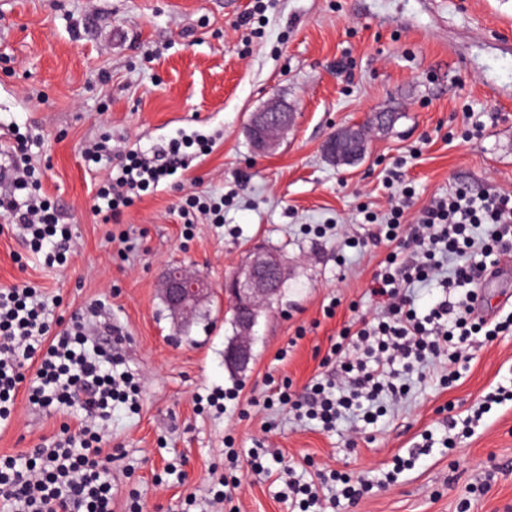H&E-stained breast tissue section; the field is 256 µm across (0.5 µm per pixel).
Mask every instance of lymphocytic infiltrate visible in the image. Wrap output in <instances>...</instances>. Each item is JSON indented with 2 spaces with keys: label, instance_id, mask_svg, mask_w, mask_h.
Returning <instances> with one entry per match:
<instances>
[{
  "label": "lymphocytic infiltrate",
  "instance_id": "lymphocytic-infiltrate-1",
  "mask_svg": "<svg viewBox=\"0 0 512 512\" xmlns=\"http://www.w3.org/2000/svg\"><path fill=\"white\" fill-rule=\"evenodd\" d=\"M168 170L158 157H131L116 179L99 186L96 210L119 214L142 187ZM0 212L33 250L51 247L63 258L71 247L68 225L45 201L0 196ZM403 206L384 226L387 256L368 293L380 316L342 328L325 358L339 381H318L307 396L281 403L333 430L342 411L363 408L380 392L398 399L397 380L415 366L447 357L449 380L460 377L474 336L512 332V312L491 321L477 309L475 280L512 261V195L473 198L467 188L431 202L413 225L402 224ZM442 277L446 296L426 313L415 305V284ZM48 297L28 284L0 289V424L9 423L14 398L27 386L31 404L77 408V429L63 427L50 447L0 458V512H112V456L105 453L97 423L109 421L114 403H128L137 389L111 347H88L85 326L72 321L53 331ZM365 424L378 412L363 408Z\"/></svg>",
  "mask_w": 512,
  "mask_h": 512
}]
</instances>
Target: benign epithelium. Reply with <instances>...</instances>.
Listing matches in <instances>:
<instances>
[{
    "label": "benign epithelium",
    "mask_w": 512,
    "mask_h": 512,
    "mask_svg": "<svg viewBox=\"0 0 512 512\" xmlns=\"http://www.w3.org/2000/svg\"><path fill=\"white\" fill-rule=\"evenodd\" d=\"M292 120L291 108L278 101L253 113L248 133L255 153L264 156L274 151ZM361 133L362 129L355 125L332 133L324 144L325 155L338 166L356 163L364 153ZM285 279L286 266L281 255L263 248L253 249L246 263L224 279V299L233 311L236 331L235 338L224 349L228 367L239 370L249 367L253 360L252 336L260 313L280 296ZM159 292L175 322L189 326L211 301L215 287L186 266H172L161 276Z\"/></svg>",
    "instance_id": "benign-epithelium-1"
}]
</instances>
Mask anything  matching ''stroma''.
Listing matches in <instances>:
<instances>
[{
    "mask_svg": "<svg viewBox=\"0 0 512 512\" xmlns=\"http://www.w3.org/2000/svg\"><path fill=\"white\" fill-rule=\"evenodd\" d=\"M281 99L297 114L273 154L247 137L253 112ZM365 156L335 166L323 145L376 112ZM31 141L36 195L69 224L66 263L32 253L0 215V289L32 283L70 320L98 302L86 332L115 350L139 391L113 412L112 512L129 488L144 512H225L208 492L231 454L263 448L264 473L244 471L237 512H291L283 464L305 480L341 471L374 485L352 512H512V334L477 337L452 384L433 367L406 376L377 425L334 431L270 403L275 386L303 392L332 380L322 360L343 325L373 318L367 288L387 250L377 237L392 191L406 223L434 197L468 186L512 193V0H0V157ZM108 141L110 156L88 148ZM184 143L171 170L103 222L98 187L128 154ZM187 194L223 208V223L188 215ZM281 252L288 281L256 327L254 360L230 373L225 277L252 248ZM207 277L209 321L174 325L157 292L169 266ZM337 302L334 317L323 310ZM482 409L474 431L449 430ZM75 416L15 398L0 457L49 444Z\"/></svg>",
    "mask_w": 512,
    "mask_h": 512,
    "instance_id": "35a3bbf8",
    "label": "stroma"
}]
</instances>
